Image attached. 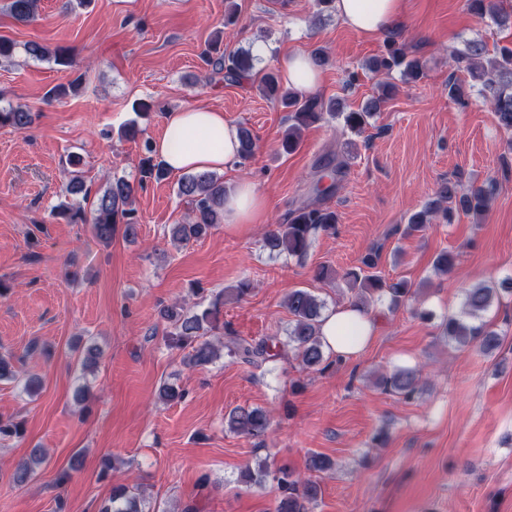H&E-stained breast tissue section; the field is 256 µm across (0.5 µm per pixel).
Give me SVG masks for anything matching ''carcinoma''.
Listing matches in <instances>:
<instances>
[{
	"label": "carcinoma",
	"instance_id": "obj_1",
	"mask_svg": "<svg viewBox=\"0 0 512 512\" xmlns=\"http://www.w3.org/2000/svg\"><path fill=\"white\" fill-rule=\"evenodd\" d=\"M468 10L480 17L488 16L499 24L512 20V12L504 7V0H466ZM37 0H7L5 10L16 20L29 23L36 18ZM485 46L476 40L466 43L465 50L454 57L458 63H466L471 84L456 81L448 82V97L464 104L468 101L472 89L476 88L490 104L499 126L512 132V45H502L497 55L485 58ZM203 62L224 80L238 83L248 77L254 68V58L240 53L224 60L221 52L220 37H215L202 52ZM372 72H400L402 80L416 82L424 75V62L407 52L405 43L395 36L385 42L381 55L369 61ZM80 79L52 88L48 97L54 100L65 99L78 93ZM259 93L291 110L289 125L282 140V149L290 152L299 145L302 130L327 115L330 118L342 117L343 126L358 134L369 124L379 111L381 104L394 96L396 86L386 83L380 86V94L371 99L361 111L337 112L336 103L320 97H303L295 89L284 85L275 73H266L257 86ZM35 115L22 105L0 110V126H10L16 130L28 128ZM239 158H251L256 149V141L249 129L239 128ZM143 157L140 161V178L131 182L123 177L115 178L97 190L91 192L79 175L77 167L82 157L73 155L68 160L72 167L67 191L73 195H82V200L90 202L89 208L81 204H61L54 208L53 214L71 223L91 225L94 236L109 244L118 225H123L126 238L137 235L139 217L132 207L133 197L145 189L146 182H159L168 177V172L153 154V142L145 138L142 141ZM346 161L331 160L317 168L316 181L318 193L324 194L335 187L338 176L342 174ZM331 184L320 188L324 179ZM224 179L214 172H198L184 175L178 182L177 194L187 199L190 205L188 219L183 224H174L170 228L172 241L182 243L190 239L206 236L217 224L224 222ZM493 191L490 185L463 187L458 182L444 181L435 192V198L421 209L413 212L408 219L406 232L410 235L426 230L434 216L441 213L450 218L453 211H462L476 217L483 215L489 208ZM336 212L316 203H307L288 212L284 222L267 231L263 238V248L272 256L286 254L302 258L307 255L313 237L319 232L335 230ZM456 256L443 251L433 263L438 275H448L455 267ZM376 263L372 259L348 270L344 274L348 290L351 293L350 304L367 308L370 301L388 299L392 307L408 300L417 290L411 282L400 279L391 284L385 283L382 276L374 272ZM512 290V281L496 288L489 284H478L464 290L463 317H449L444 323L443 337L448 342L466 347L473 345L484 354H491L500 347L502 336L482 321L483 314L498 298L499 290ZM220 302L215 301L200 312L189 314L184 306L176 303L163 310L162 316L173 326V343L177 347L191 348L187 363L192 367L205 366L217 358V349L202 337L207 331L216 328ZM288 313L293 320L288 328V343L295 350L296 358L307 371H320L325 362L324 345L319 336V318L325 303L306 289H296L288 294L286 300ZM227 356L237 358L251 365L274 359L278 356V344L272 340L249 342L241 338H232L224 345ZM376 384L384 391L399 395L405 399L413 398L420 391L419 374L410 368H400L390 374H380ZM272 415L259 407H236L225 416L227 429L251 439L264 437L271 427ZM24 434L22 423L12 419H0V439L21 437ZM44 461V454L36 449L27 459L20 460L15 467L14 480L25 484L35 474V466ZM334 463L328 457L313 453L307 461V470L312 473H325L332 470ZM272 476L277 482L280 494L275 500L273 512H309V504L318 500L321 494L320 484L312 477L302 476L286 467L270 470L267 460L257 463V469H245L241 473V482L256 484L265 477ZM100 512H145L137 493L124 484L112 487V494Z\"/></svg>",
	"mask_w": 512,
	"mask_h": 512
}]
</instances>
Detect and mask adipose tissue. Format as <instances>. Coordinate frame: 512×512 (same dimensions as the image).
I'll use <instances>...</instances> for the list:
<instances>
[{"label": "adipose tissue", "instance_id": "ef3b65f1", "mask_svg": "<svg viewBox=\"0 0 512 512\" xmlns=\"http://www.w3.org/2000/svg\"><path fill=\"white\" fill-rule=\"evenodd\" d=\"M334 8L351 30L372 35L391 30L400 18L403 0H335ZM157 157L170 173L221 171L238 159L237 128L223 113L190 106L168 115L163 134L155 143ZM267 203L251 180H240L224 198V221L228 224H257ZM353 332L352 340L340 336L342 328ZM376 333L371 317L350 306L327 310L320 334L330 353L350 356L360 352Z\"/></svg>", "mask_w": 512, "mask_h": 512}]
</instances>
